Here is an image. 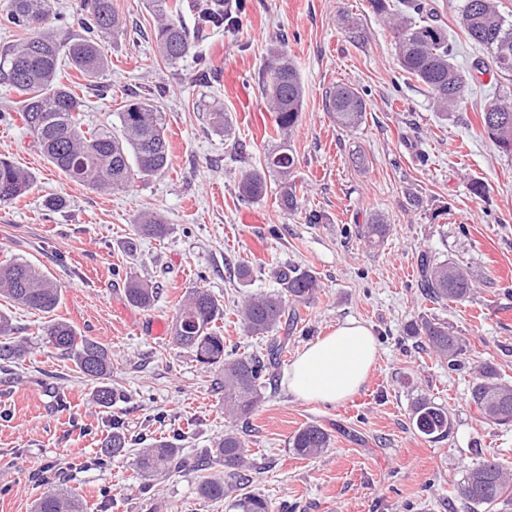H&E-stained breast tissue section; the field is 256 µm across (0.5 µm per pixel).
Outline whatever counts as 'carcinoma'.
Segmentation results:
<instances>
[{
  "mask_svg": "<svg viewBox=\"0 0 512 512\" xmlns=\"http://www.w3.org/2000/svg\"><path fill=\"white\" fill-rule=\"evenodd\" d=\"M159 17L154 30L162 59L170 64L188 57L193 50L189 33L177 19V0H152ZM375 13L389 21L394 34L397 65L408 78L418 82L442 116L455 111L466 99L469 87L478 79L475 71L482 61L464 71L454 63L448 28L440 23L436 8L428 0H370ZM81 25L85 35L62 39L56 34L49 0H8L4 24L23 33L18 42L0 49V85L18 96L14 112L32 135L49 163L67 178L95 190L125 189L138 179L165 172L170 165V144L164 133L161 112L155 100L132 97L117 113L118 126L83 129L82 98L60 81L61 67L70 65L90 83L97 85L108 67L101 41L123 32V23L112 7V0H81ZM228 11L204 8L198 13L196 34L224 24ZM459 26L473 43L486 48L496 74L512 78V21L498 9L496 0H463ZM261 91L275 117L276 132L286 134L299 123L303 112L304 89L296 67L288 56L277 53L261 79ZM365 93L338 85L326 97L328 111L336 125L344 130L359 127L366 116ZM480 125L499 149L512 153V98L499 97L486 104ZM296 159L292 149L281 146L268 153L261 167L245 172L238 184L239 199L250 203L266 192V174L279 176L280 205L298 208L296 181L292 173ZM32 175L14 162L0 158V206L26 195L33 187ZM137 234L159 237L166 232L161 216L145 213L134 225ZM391 225L377 216L357 233L369 249L385 243ZM420 286L426 299L436 305L463 303L474 294L475 282L467 267L458 261L442 259L430 251L417 255ZM281 290L247 297L240 309L241 323L253 336L269 337L263 358L235 357L224 353V337L213 329L224 317L219 300L204 289L189 293L174 318V339L193 352L195 360L206 368L224 371V412L232 419L250 416L264 399L270 370L287 346L288 337L269 336L283 321L297 318L300 304L314 299L317 277L308 270L285 268L279 272ZM0 295L31 310L50 313L61 301V289L36 264L15 260L0 265ZM129 304L141 309L154 306L157 291L138 281L127 283ZM410 333L425 339L435 355L453 369L462 362L466 345L448 324L421 316L410 324ZM46 343L74 363L76 371L95 384L92 400L99 406H112L114 393L108 380L112 361L108 349L90 336L79 333L69 323L57 320L43 327ZM27 352L25 340L15 335L9 316L0 313V361L20 359ZM469 401L485 421L496 425L512 424V386L501 381L492 362L476 366L469 389ZM414 429L438 441L451 431L448 410L423 397L413 408ZM291 448L301 457L322 455L331 445V437L322 427L308 424L290 439ZM129 440L118 427L112 429L99 448V460L106 465L122 455ZM224 465V474L202 478L198 494L208 500L222 499L234 489L246 485L248 467L244 440L233 430L224 432L213 448L198 457V468ZM183 465L181 449L168 441H154L139 449L136 466L142 477L153 479L179 470ZM453 495L466 512H493L498 506H512V473L493 454H485L453 485ZM236 512H274L272 502L253 492L235 497ZM34 512H84L79 495L51 488L34 504Z\"/></svg>",
  "mask_w": 512,
  "mask_h": 512,
  "instance_id": "1",
  "label": "carcinoma"
}]
</instances>
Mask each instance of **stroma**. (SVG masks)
<instances>
[{"mask_svg": "<svg viewBox=\"0 0 512 512\" xmlns=\"http://www.w3.org/2000/svg\"><path fill=\"white\" fill-rule=\"evenodd\" d=\"M462 0H435L467 68L487 58L458 25ZM125 22L105 40L103 90L88 88L67 69L92 126H110L125 101L155 88L172 160L163 175L122 191H96L48 164L20 121H0V157L31 172L34 189L0 207V262L25 259L48 271L62 290L47 314L0 298L27 354L0 365V512H32L47 486L75 490L86 512H233L231 498L208 501L196 487L200 449L225 430L240 432L250 450L248 491L272 501L275 512H463L451 493L480 454L512 470V427L481 421L470 404L476 365L496 364L512 384V154L481 131V107L512 95V81L483 75L456 112L440 117L421 86L398 68L392 34L368 0H246L236 28L211 30L203 54L216 69L208 83L188 57L165 62L149 0H112ZM285 51L304 88L302 119L289 136L259 80L273 51ZM367 91L357 129L339 128L326 108L338 84ZM222 109L227 129L214 128ZM288 143L297 157L295 211L280 207L279 182L253 203L238 199L240 176L267 152ZM364 154L365 166L355 162ZM488 192L475 198L469 183ZM60 197L62 209L46 199ZM147 211L160 214L165 235H137ZM316 211L325 223L310 224ZM383 215L392 231L383 246L366 249L357 225ZM427 250L467 266L476 291L462 304L439 306L417 287L416 257ZM248 264L249 286L230 268ZM311 270L316 300L300 306L288 325V347L273 371L265 399L248 421L224 415V375L196 362L171 334L146 335L143 322L172 324L186 293L202 288L224 306V348L233 357L263 353L267 340L247 335L237 311L246 295L276 291L275 266ZM158 288L153 308L128 304V281ZM448 323L466 341L461 367L449 369L406 333L418 316ZM69 322L96 338L112 358L111 408L96 405L93 386L73 363L46 347L42 326ZM369 324L378 362L364 388L340 405L292 397L285 373L298 351L345 320ZM427 396L453 422L448 438L432 442L415 432L412 406ZM119 423L134 449L95 465L100 442ZM323 427L332 445L304 458L289 445L308 424ZM156 440L182 450V469L148 480L135 451Z\"/></svg>", "mask_w": 512, "mask_h": 512, "instance_id": "1", "label": "stroma"}]
</instances>
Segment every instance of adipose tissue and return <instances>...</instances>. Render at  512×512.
<instances>
[{"mask_svg": "<svg viewBox=\"0 0 512 512\" xmlns=\"http://www.w3.org/2000/svg\"><path fill=\"white\" fill-rule=\"evenodd\" d=\"M377 352V341L368 325L360 321L337 324L298 352L288 368V391L306 402L344 403L366 384Z\"/></svg>", "mask_w": 512, "mask_h": 512, "instance_id": "1", "label": "adipose tissue"}]
</instances>
